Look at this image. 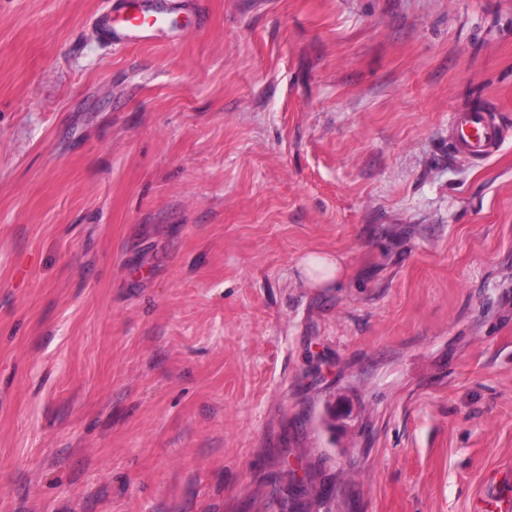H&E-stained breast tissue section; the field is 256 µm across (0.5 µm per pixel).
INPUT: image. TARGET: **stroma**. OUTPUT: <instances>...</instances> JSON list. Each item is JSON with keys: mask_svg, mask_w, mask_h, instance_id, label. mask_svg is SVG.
Listing matches in <instances>:
<instances>
[{"mask_svg": "<svg viewBox=\"0 0 512 512\" xmlns=\"http://www.w3.org/2000/svg\"><path fill=\"white\" fill-rule=\"evenodd\" d=\"M200 2L0 0V512L512 499V0ZM130 0H115L112 11L98 17L94 23L95 28L108 41L114 45H127L131 43H153L170 37L165 33L162 24H156V13L149 7L146 0L137 10H130ZM504 125L494 112H457L449 140L454 151L466 159L483 161L498 150L506 133ZM300 265L309 281L320 286L336 282L341 268L337 257L321 253H310Z\"/></svg>", "mask_w": 512, "mask_h": 512, "instance_id": "obj_1", "label": "stroma"}]
</instances>
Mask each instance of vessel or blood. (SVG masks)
<instances>
[{
	"instance_id": "vessel-or-blood-1",
	"label": "vessel or blood",
	"mask_w": 512,
	"mask_h": 512,
	"mask_svg": "<svg viewBox=\"0 0 512 512\" xmlns=\"http://www.w3.org/2000/svg\"><path fill=\"white\" fill-rule=\"evenodd\" d=\"M156 14L148 4L130 9L126 0H114L110 13L98 17L95 28L115 45L153 43L164 39L162 25L156 24ZM505 136L503 122L495 113L463 111L457 113L449 132V140L455 152L471 161L491 157Z\"/></svg>"
}]
</instances>
